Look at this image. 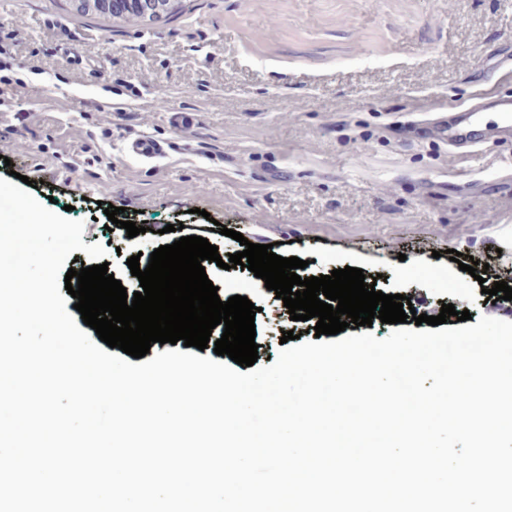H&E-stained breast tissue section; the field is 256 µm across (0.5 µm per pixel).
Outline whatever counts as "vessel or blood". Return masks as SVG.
I'll use <instances>...</instances> for the list:
<instances>
[{
	"label": "vessel or blood",
	"instance_id": "obj_1",
	"mask_svg": "<svg viewBox=\"0 0 512 512\" xmlns=\"http://www.w3.org/2000/svg\"><path fill=\"white\" fill-rule=\"evenodd\" d=\"M427 139L447 144L449 152L464 153L473 146L493 139L512 140V99L488 97L486 104L464 107L458 112L439 115L424 127ZM125 154L140 163H156L165 154L158 140L141 135L129 140Z\"/></svg>",
	"mask_w": 512,
	"mask_h": 512
}]
</instances>
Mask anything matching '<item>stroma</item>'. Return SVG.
Wrapping results in <instances>:
<instances>
[{
	"label": "stroma",
	"mask_w": 512,
	"mask_h": 512,
	"mask_svg": "<svg viewBox=\"0 0 512 512\" xmlns=\"http://www.w3.org/2000/svg\"><path fill=\"white\" fill-rule=\"evenodd\" d=\"M0 27V177L27 176L83 221L127 293V259L180 239L176 224L221 258L239 252L218 222L306 261L305 276L350 266L428 315L451 303L506 319L447 252L512 279V142L452 159L401 126L481 93L512 98V0H170L153 19L0 0ZM172 109L198 120L174 128ZM143 134L166 149L151 166L123 151ZM109 204L144 234L109 229ZM204 267L221 300L258 306L257 363L272 365L273 292L248 268Z\"/></svg>",
	"instance_id": "stroma-1"
}]
</instances>
